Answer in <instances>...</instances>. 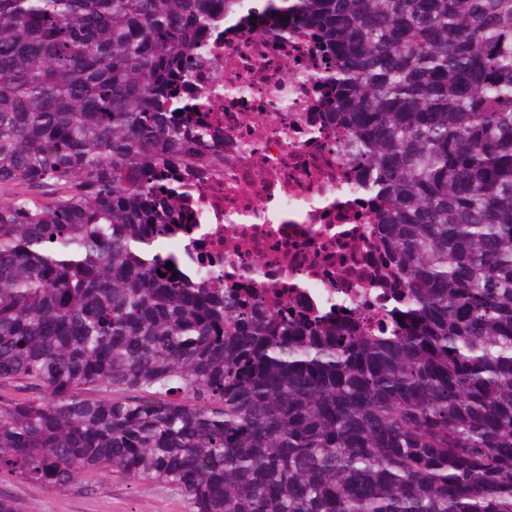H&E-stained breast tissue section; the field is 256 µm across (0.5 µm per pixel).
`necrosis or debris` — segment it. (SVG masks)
<instances>
[{
	"label": "necrosis or debris",
	"instance_id": "1",
	"mask_svg": "<svg viewBox=\"0 0 512 512\" xmlns=\"http://www.w3.org/2000/svg\"><path fill=\"white\" fill-rule=\"evenodd\" d=\"M265 26L256 6L235 7L208 38L210 102L195 119L217 129L224 162L182 173L193 187L182 217L197 243L178 239L180 263L228 290L262 289L284 318L329 313L378 328L393 280L369 234L378 203L360 188L365 170L324 91L299 80L317 63L312 36L296 29L279 45Z\"/></svg>",
	"mask_w": 512,
	"mask_h": 512
}]
</instances>
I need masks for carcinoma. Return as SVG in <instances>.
<instances>
[{"label": "carcinoma", "instance_id": "cac0c4a2", "mask_svg": "<svg viewBox=\"0 0 512 512\" xmlns=\"http://www.w3.org/2000/svg\"><path fill=\"white\" fill-rule=\"evenodd\" d=\"M247 0H0V475L190 512H512V0H274L396 279L385 335L178 270L205 34ZM173 269L167 268V263ZM102 386L115 396H82Z\"/></svg>", "mask_w": 512, "mask_h": 512}]
</instances>
